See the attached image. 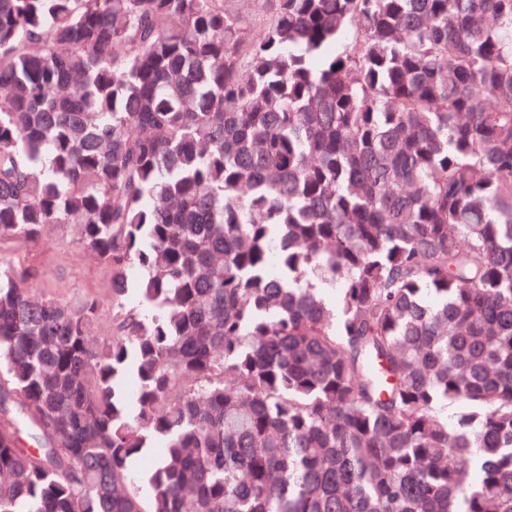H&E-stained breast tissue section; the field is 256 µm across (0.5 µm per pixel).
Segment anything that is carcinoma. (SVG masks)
<instances>
[{"label":"carcinoma","mask_w":512,"mask_h":512,"mask_svg":"<svg viewBox=\"0 0 512 512\" xmlns=\"http://www.w3.org/2000/svg\"><path fill=\"white\" fill-rule=\"evenodd\" d=\"M263 2L0 0V512H512V0ZM1 249L17 264L39 271V276L28 282L30 288L72 301L88 295L108 299V277L95 261L78 254L76 232L70 225L54 228L37 246L13 242L0 245Z\"/></svg>","instance_id":"cac0c4a2"}]
</instances>
